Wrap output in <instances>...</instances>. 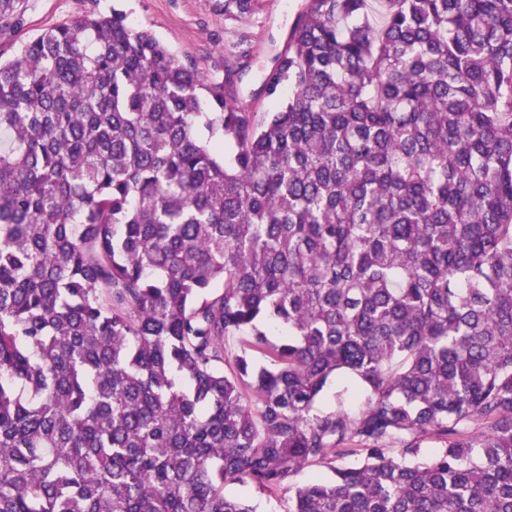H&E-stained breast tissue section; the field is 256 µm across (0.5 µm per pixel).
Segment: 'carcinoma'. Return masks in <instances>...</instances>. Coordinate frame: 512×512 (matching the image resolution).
<instances>
[{
  "mask_svg": "<svg viewBox=\"0 0 512 512\" xmlns=\"http://www.w3.org/2000/svg\"><path fill=\"white\" fill-rule=\"evenodd\" d=\"M381 3L259 120L117 9L0 60V512H512V0ZM224 492L229 495L241 494L254 506L256 512H288V492L267 493L255 488L243 490L236 485H228Z\"/></svg>",
  "mask_w": 512,
  "mask_h": 512,
  "instance_id": "carcinoma-1",
  "label": "carcinoma"
}]
</instances>
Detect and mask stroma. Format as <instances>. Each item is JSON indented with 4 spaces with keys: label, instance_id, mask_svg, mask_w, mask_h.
I'll list each match as a JSON object with an SVG mask.
<instances>
[{
    "label": "stroma",
    "instance_id": "obj_1",
    "mask_svg": "<svg viewBox=\"0 0 512 512\" xmlns=\"http://www.w3.org/2000/svg\"><path fill=\"white\" fill-rule=\"evenodd\" d=\"M225 0H18L0 22V57L10 58L46 28L73 17L118 9L135 28L151 32L182 64L207 78L232 71L230 88L245 112H269L263 83L308 0H255L250 11L226 10Z\"/></svg>",
    "mask_w": 512,
    "mask_h": 512
}]
</instances>
